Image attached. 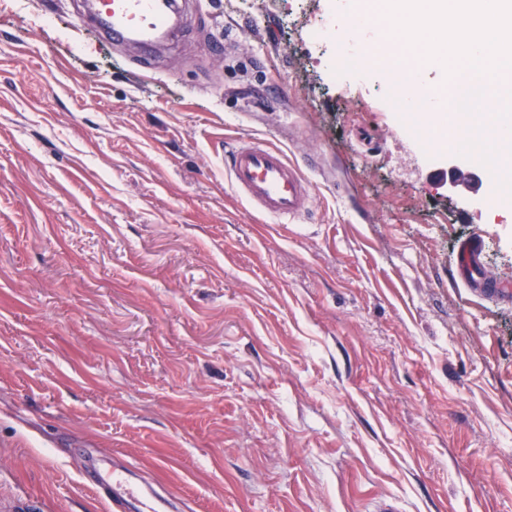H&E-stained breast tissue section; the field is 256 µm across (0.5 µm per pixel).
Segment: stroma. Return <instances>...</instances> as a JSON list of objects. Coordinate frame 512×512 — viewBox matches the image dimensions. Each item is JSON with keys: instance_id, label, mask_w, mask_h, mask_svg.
Segmentation results:
<instances>
[{"instance_id": "35a3bbf8", "label": "stroma", "mask_w": 512, "mask_h": 512, "mask_svg": "<svg viewBox=\"0 0 512 512\" xmlns=\"http://www.w3.org/2000/svg\"><path fill=\"white\" fill-rule=\"evenodd\" d=\"M85 0H0V512H113L106 458L178 512H512V196L439 184L351 0H188L139 75ZM259 138L313 184L280 224L235 196ZM461 265L464 272L471 279L475 286L484 288L482 291L487 295L505 294L511 296L509 284H502L489 279L479 265V239H471L464 244L461 250Z\"/></svg>"}]
</instances>
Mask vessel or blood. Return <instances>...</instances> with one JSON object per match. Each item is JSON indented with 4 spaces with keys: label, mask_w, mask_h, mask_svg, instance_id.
I'll return each instance as SVG.
<instances>
[{
    "label": "vessel or blood",
    "mask_w": 512,
    "mask_h": 512,
    "mask_svg": "<svg viewBox=\"0 0 512 512\" xmlns=\"http://www.w3.org/2000/svg\"><path fill=\"white\" fill-rule=\"evenodd\" d=\"M183 8L182 0H94L93 3L96 19L113 41L156 45L169 41ZM224 164L235 194L265 216L285 223L305 214L311 206L310 180L278 148L241 140L227 151ZM461 265L485 294L512 293V286L492 281L481 269L478 239L463 245ZM88 480L111 491L115 512H169L171 508L169 501L158 499L147 487L131 482L122 469H96Z\"/></svg>",
    "instance_id": "vessel-or-blood-1"
}]
</instances>
